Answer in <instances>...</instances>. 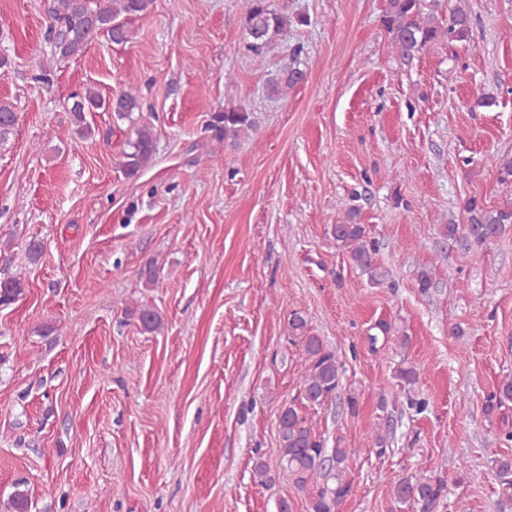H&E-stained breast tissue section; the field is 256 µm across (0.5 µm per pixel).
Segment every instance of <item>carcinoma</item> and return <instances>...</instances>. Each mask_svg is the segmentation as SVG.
Masks as SVG:
<instances>
[{
    "label": "carcinoma",
    "mask_w": 512,
    "mask_h": 512,
    "mask_svg": "<svg viewBox=\"0 0 512 512\" xmlns=\"http://www.w3.org/2000/svg\"><path fill=\"white\" fill-rule=\"evenodd\" d=\"M152 0H56L52 10L53 24L59 27L63 37L57 42L59 53L70 57L83 51L91 38L106 33L119 44L129 39L127 21L146 12ZM245 14L248 49L257 65L277 45L279 37L288 27L303 25L301 17L293 20L271 8L269 0H241ZM382 26L391 36L394 51L404 63L413 61L417 54L437 44H453L468 39L472 28V16L460 5L448 8V24L442 25L425 12L424 0H387L381 18ZM301 49L292 50L291 60L279 71L271 85L272 92L285 96L288 90L302 82L304 71L297 61ZM100 107L96 92L86 90L72 106L76 121L85 122V113ZM140 111L138 97L124 92L113 101L112 112L116 120L132 119ZM17 115L7 101H0V142L13 133ZM208 129L212 140L235 145L241 138L254 131L253 120L248 112L236 107H224V111L211 115ZM155 152L153 128L142 124L135 131V138L128 142L120 166L128 177H134L152 162ZM467 214L465 224H446L443 234L453 238L465 237L472 244L481 246L501 235L512 224V203L488 208L477 198L471 197L464 204ZM358 209L351 208L347 220L336 224L333 235L336 242L347 250L352 264L378 282L383 277L376 263L379 244L368 236L365 225L357 222ZM23 292L22 276L16 275L0 281V305L7 306ZM137 320L146 331L160 326L157 312L143 308ZM291 336L299 340L305 372L301 382V399L310 405L322 406L335 400L341 384V363L336 353L324 346L321 337L308 333L305 318L297 311L288 320ZM512 401V378L506 377L497 392L486 404L493 411L504 401ZM280 439L277 464L288 470L293 483L301 490H310L309 512H339L340 505L350 495L352 482L347 478L350 463L356 458V448H328L317 436L301 414L295 402L281 408L278 416ZM495 475L501 497L512 501V456L502 455L494 459ZM444 490V484L427 477L408 474L397 479L393 497L398 503H409L419 512H433Z\"/></svg>",
    "instance_id": "carcinoma-1"
}]
</instances>
